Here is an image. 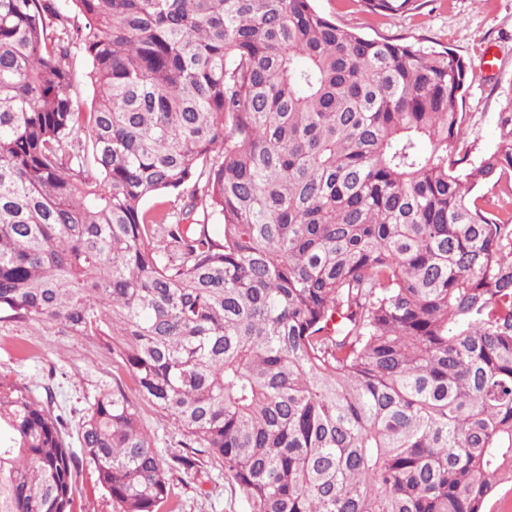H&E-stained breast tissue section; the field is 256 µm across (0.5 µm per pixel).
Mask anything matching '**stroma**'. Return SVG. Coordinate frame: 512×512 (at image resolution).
Returning a JSON list of instances; mask_svg holds the SVG:
<instances>
[{"mask_svg": "<svg viewBox=\"0 0 512 512\" xmlns=\"http://www.w3.org/2000/svg\"><path fill=\"white\" fill-rule=\"evenodd\" d=\"M315 8L337 25L370 38L422 40L447 47L468 65L470 79L459 105L469 125L468 157L490 151L501 112L512 106V0H420L417 11L374 14L362 0H314ZM494 53L485 68V53ZM0 375L51 397V407L66 422V439L79 444V426L100 393L122 386L133 392L130 376L97 339L77 336L47 321H0ZM144 426L163 456L183 452L181 432L156 407L138 403ZM178 512H247L243 491L208 456L198 458L197 473L170 475Z\"/></svg>", "mask_w": 512, "mask_h": 512, "instance_id": "35a3bbf8", "label": "stroma"}]
</instances>
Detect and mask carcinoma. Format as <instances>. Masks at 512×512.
Wrapping results in <instances>:
<instances>
[{
    "label": "carcinoma",
    "mask_w": 512,
    "mask_h": 512,
    "mask_svg": "<svg viewBox=\"0 0 512 512\" xmlns=\"http://www.w3.org/2000/svg\"><path fill=\"white\" fill-rule=\"evenodd\" d=\"M468 80L313 0H0V321L97 338L188 449L118 386L77 453L1 375L0 512H71L86 464L113 512H174L202 453L248 512H484L512 486V218L478 189L512 195V112L458 156ZM72 68L74 72V87L72 93L80 99L83 106H86L92 96V89L91 86L87 84L86 78L89 63L84 53L79 49L74 50ZM143 425L154 435L157 447L165 458L185 452L181 432L156 407L143 399L137 400Z\"/></svg>",
    "instance_id": "obj_1"
}]
</instances>
